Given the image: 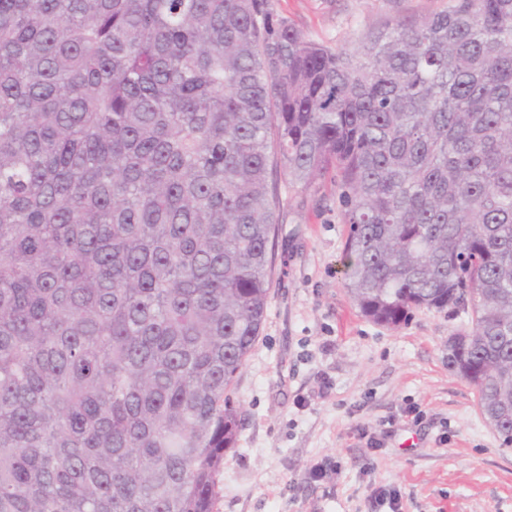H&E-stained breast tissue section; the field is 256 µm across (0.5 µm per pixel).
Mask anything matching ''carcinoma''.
<instances>
[{"mask_svg":"<svg viewBox=\"0 0 512 512\" xmlns=\"http://www.w3.org/2000/svg\"><path fill=\"white\" fill-rule=\"evenodd\" d=\"M285 169L344 286L512 435V0L315 41L274 0H0V512H214Z\"/></svg>","mask_w":512,"mask_h":512,"instance_id":"cac0c4a2","label":"carcinoma"}]
</instances>
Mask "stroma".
I'll list each match as a JSON object with an SVG mask.
<instances>
[{"label": "stroma", "mask_w": 512, "mask_h": 512, "mask_svg": "<svg viewBox=\"0 0 512 512\" xmlns=\"http://www.w3.org/2000/svg\"><path fill=\"white\" fill-rule=\"evenodd\" d=\"M447 0H275L312 39L356 49L372 28ZM275 180L266 318L229 395L240 411L216 512H512V447L448 369L468 313L414 312L390 329L344 286L335 187Z\"/></svg>", "instance_id": "35a3bbf8"}]
</instances>
